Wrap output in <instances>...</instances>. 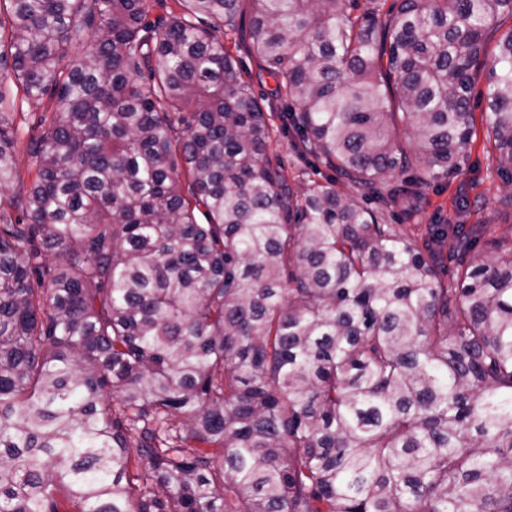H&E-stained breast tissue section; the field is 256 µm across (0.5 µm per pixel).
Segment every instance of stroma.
Listing matches in <instances>:
<instances>
[{"label":"stroma","mask_w":512,"mask_h":512,"mask_svg":"<svg viewBox=\"0 0 512 512\" xmlns=\"http://www.w3.org/2000/svg\"><path fill=\"white\" fill-rule=\"evenodd\" d=\"M220 39L234 49L239 66L249 82L252 93L260 101L264 112L276 129L268 147L273 164L279 165L289 182L306 187L312 182L335 180L337 188H344V180L316 156H300L293 147V136L281 133L282 117L289 103L275 93V81L264 68L263 62L245 45L239 44V36L229 30H221ZM487 75H480L474 85L470 100L473 113V135L470 149L457 159V165L449 173L438 175L421 185L423 199L415 236H422L426 225L439 224L452 228L462 224L475 229L479 247L491 252L494 244L512 243V206L503 205L504 196L512 194V182L507 181L498 169L497 150L490 141L485 116L488 109ZM58 107L51 97H43L33 103L17 98L13 113L15 131V158L18 174L6 189L8 198H24L35 178L31 140L40 121H52Z\"/></svg>","instance_id":"stroma-1"}]
</instances>
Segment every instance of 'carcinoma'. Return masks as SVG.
Returning a JSON list of instances; mask_svg holds the SVG:
<instances>
[{"label":"carcinoma","mask_w":512,"mask_h":512,"mask_svg":"<svg viewBox=\"0 0 512 512\" xmlns=\"http://www.w3.org/2000/svg\"><path fill=\"white\" fill-rule=\"evenodd\" d=\"M371 2L152 22L149 0H0V86L61 110L28 195L0 193V512H512V247L458 227L445 256L447 230L418 246L367 205L416 162L448 173L490 55L509 172L512 29L489 39L512 0ZM246 14L305 150L356 194L267 156L216 35Z\"/></svg>","instance_id":"cac0c4a2"}]
</instances>
